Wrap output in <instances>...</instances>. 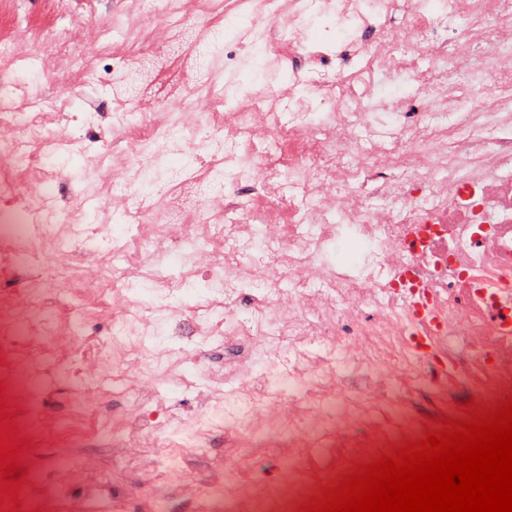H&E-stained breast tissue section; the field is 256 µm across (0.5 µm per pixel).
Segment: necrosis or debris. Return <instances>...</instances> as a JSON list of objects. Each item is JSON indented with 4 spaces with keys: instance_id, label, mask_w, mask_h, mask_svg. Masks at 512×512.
<instances>
[{
    "instance_id": "obj_1",
    "label": "necrosis or debris",
    "mask_w": 512,
    "mask_h": 512,
    "mask_svg": "<svg viewBox=\"0 0 512 512\" xmlns=\"http://www.w3.org/2000/svg\"><path fill=\"white\" fill-rule=\"evenodd\" d=\"M295 18L272 49L305 52L309 87L289 95L290 118L272 133L288 147L280 170L242 156L237 146L212 156L201 179L225 177L224 207L186 209L167 223L129 225L109 238L110 210L87 221L85 201L59 207L58 171L47 158L69 149L72 124L93 114L69 109V97L21 105L5 76L21 57L0 38V381L30 439L28 459L51 451L67 478L82 477L81 498L46 499L31 470L21 492L25 512H106L119 506L112 485L88 478L87 440L113 463L137 465L152 492L142 512H296L320 486L388 451L421 438L431 416L462 418L465 401L491 403L512 394V0H293ZM331 11L356 37L346 49L366 71H410L435 96L410 124L379 132L381 103L356 97L352 80L307 48L302 23ZM403 14L402 27L388 25ZM468 19L454 39L434 34L450 19ZM489 53L469 61L470 42ZM428 60L425 71L414 57ZM493 71L495 85L458 100L456 78ZM274 86L228 108L216 98L199 128L140 120L123 149L132 177L125 199L143 194L146 156L174 142L201 151L222 126L253 136L268 120ZM250 190L286 224H252L241 193ZM267 246L239 262L241 246ZM348 239L371 250L357 269L331 266L324 248ZM191 244L199 260L171 273L155 262L166 247ZM224 284L220 296L178 301L190 280ZM150 279L170 296L172 322L163 350L149 348V312L136 288ZM253 281L250 292L239 289ZM107 320L105 338L84 327ZM238 346L236 356L209 361L212 347ZM204 364L208 383L181 429L164 404L160 376L174 363ZM78 377L62 414L44 411L39 381L58 371ZM135 403L119 417L103 404L114 389ZM231 437L222 466L206 481L186 478L191 459L210 453L217 431ZM273 456L285 478L261 476Z\"/></svg>"
}]
</instances>
